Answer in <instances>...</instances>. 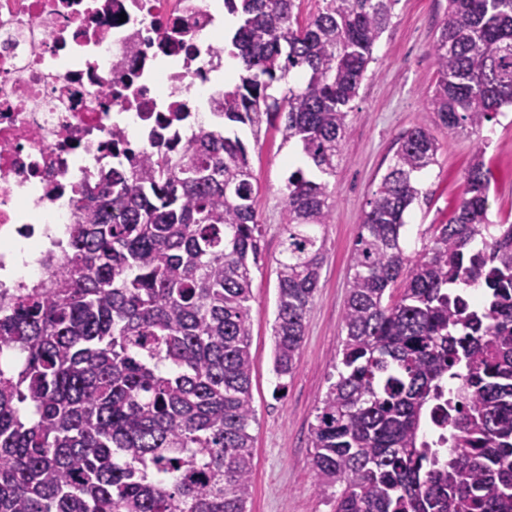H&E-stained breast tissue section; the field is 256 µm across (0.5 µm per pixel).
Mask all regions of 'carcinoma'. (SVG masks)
<instances>
[{"mask_svg": "<svg viewBox=\"0 0 512 512\" xmlns=\"http://www.w3.org/2000/svg\"><path fill=\"white\" fill-rule=\"evenodd\" d=\"M224 0L237 19L222 122L118 158L83 186L46 279L0 300V512H248L250 305L263 256L247 144L263 125L336 173L352 102L398 0ZM434 122L476 136L448 222L407 252L439 143L396 141L351 254L345 337L310 430L332 512H512V224L488 218L485 123L512 106V0H448ZM277 260L274 392L298 367L326 258L328 182L290 173ZM448 451L422 439L427 419Z\"/></svg>", "mask_w": 512, "mask_h": 512, "instance_id": "cac0c4a2", "label": "carcinoma"}]
</instances>
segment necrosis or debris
<instances>
[{
	"label": "necrosis or debris",
	"instance_id": "1",
	"mask_svg": "<svg viewBox=\"0 0 512 512\" xmlns=\"http://www.w3.org/2000/svg\"><path fill=\"white\" fill-rule=\"evenodd\" d=\"M219 2L0 0V293L43 280V263L14 268L12 242L63 238L113 151L204 125L224 95Z\"/></svg>",
	"mask_w": 512,
	"mask_h": 512
}]
</instances>
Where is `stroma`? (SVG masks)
<instances>
[{"mask_svg": "<svg viewBox=\"0 0 512 512\" xmlns=\"http://www.w3.org/2000/svg\"><path fill=\"white\" fill-rule=\"evenodd\" d=\"M446 5V0H398L391 25L374 48V60L354 101L343 153L328 178L335 207L326 228L319 288L306 315L299 367L279 396L273 393L272 371L275 268L281 250L283 189L292 170L286 159L296 147L273 129L249 146L264 227L263 260L253 272L250 301L251 390L257 422L249 512H331L310 464V426L343 335L353 242L368 202L392 162L396 138L423 126L441 145L436 164L422 177L433 193L432 204L428 211L414 207L406 215L408 250L420 249L429 225L448 221L462 194L476 139L436 126L423 102L437 78L431 45ZM483 134L488 138L485 158L493 173L489 212L496 219L512 214V107L486 123Z\"/></svg>", "mask_w": 512, "mask_h": 512, "instance_id": "35a3bbf8", "label": "stroma"}]
</instances>
